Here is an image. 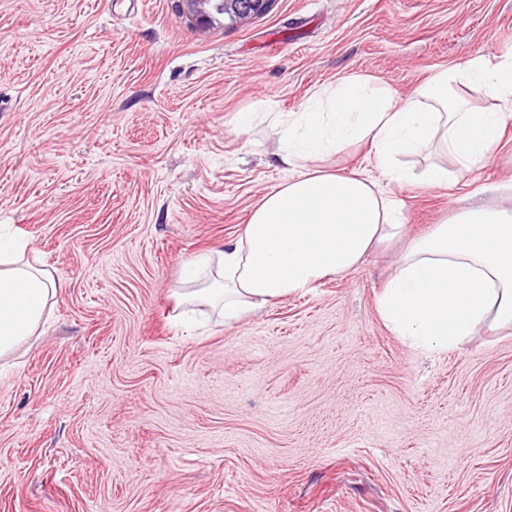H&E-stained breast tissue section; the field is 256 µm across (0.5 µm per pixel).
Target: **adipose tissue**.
<instances>
[{"instance_id":"ef3b65f1","label":"adipose tissue","mask_w":512,"mask_h":512,"mask_svg":"<svg viewBox=\"0 0 512 512\" xmlns=\"http://www.w3.org/2000/svg\"><path fill=\"white\" fill-rule=\"evenodd\" d=\"M491 105L475 108L470 91ZM512 123V56L433 70L403 102L359 76L315 93L281 132V162L293 171L252 211L223 250L199 255L180 301L238 322L318 282L351 271L376 249L408 239L380 297L386 325L417 348H454L474 328L512 326V208L491 206L476 187L465 206L424 235L407 238L399 203L364 171L314 167L366 142L383 178L412 180L399 159L422 158L431 188L490 163ZM21 245L0 244V358L33 336L59 293L53 276L21 261Z\"/></svg>"}]
</instances>
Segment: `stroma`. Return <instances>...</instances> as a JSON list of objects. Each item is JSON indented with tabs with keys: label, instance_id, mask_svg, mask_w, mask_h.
<instances>
[{
	"label": "stroma",
	"instance_id": "35a3bbf8",
	"mask_svg": "<svg viewBox=\"0 0 512 512\" xmlns=\"http://www.w3.org/2000/svg\"><path fill=\"white\" fill-rule=\"evenodd\" d=\"M512 53V0H0V240L61 286L0 362V512H512V328L423 353L384 323L396 250L237 323L174 290L287 180L278 130L352 74L408 98ZM512 180V123L411 234ZM272 0H223L217 7L224 13L214 11L217 16L230 17L234 20L247 19L267 12Z\"/></svg>",
	"mask_w": 512,
	"mask_h": 512
}]
</instances>
